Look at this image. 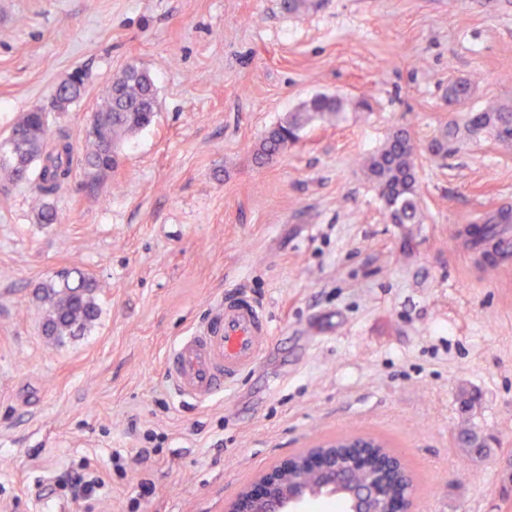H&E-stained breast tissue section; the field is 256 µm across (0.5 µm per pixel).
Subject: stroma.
Instances as JSON below:
<instances>
[{"label":"stroma","instance_id":"stroma-1","mask_svg":"<svg viewBox=\"0 0 512 512\" xmlns=\"http://www.w3.org/2000/svg\"><path fill=\"white\" fill-rule=\"evenodd\" d=\"M158 89L153 124L98 193L80 174L40 224L32 186L0 194V512H225L317 440L389 441L416 512H512V255L485 266L458 230L512 206V146L487 133L429 151L448 119L512 102V0H0V139L74 70L53 118L81 144L127 64ZM475 82L449 112V80ZM371 106L315 123L269 163L253 149L317 95ZM413 135L424 220L389 223L359 162ZM77 267L100 316L51 343L38 286ZM243 292L273 340L233 388L179 398L170 346ZM483 456L456 443L460 427ZM104 474L91 504L73 472ZM152 481L142 489V478ZM86 74L82 71L71 73L62 80L53 93L60 112L68 111L69 107L78 101L85 92Z\"/></svg>","mask_w":512,"mask_h":512}]
</instances>
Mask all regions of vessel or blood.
I'll use <instances>...</instances> for the list:
<instances>
[{"instance_id":"b4317fda","label":"vessel or blood","mask_w":512,"mask_h":512,"mask_svg":"<svg viewBox=\"0 0 512 512\" xmlns=\"http://www.w3.org/2000/svg\"><path fill=\"white\" fill-rule=\"evenodd\" d=\"M272 331L259 304L244 296L225 299L214 306L205 326L171 350L167 373L181 394L208 400L255 366L272 341Z\"/></svg>"}]
</instances>
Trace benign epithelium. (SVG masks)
<instances>
[{
  "instance_id": "benign-epithelium-1",
  "label": "benign epithelium",
  "mask_w": 512,
  "mask_h": 512,
  "mask_svg": "<svg viewBox=\"0 0 512 512\" xmlns=\"http://www.w3.org/2000/svg\"><path fill=\"white\" fill-rule=\"evenodd\" d=\"M334 447V442L320 443L288 466L260 476L238 494L227 512H299L300 506L316 493L291 479L290 473L297 465L317 475L320 489L328 495L347 484L351 471L376 469L378 479L364 489L348 491L352 512H411L413 496L402 494L407 483L397 476L395 460L374 454L366 444L354 445V451L343 456L332 452Z\"/></svg>"
}]
</instances>
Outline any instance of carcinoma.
I'll use <instances>...</instances> for the list:
<instances>
[{"label": "carcinoma", "mask_w": 512, "mask_h": 512, "mask_svg": "<svg viewBox=\"0 0 512 512\" xmlns=\"http://www.w3.org/2000/svg\"><path fill=\"white\" fill-rule=\"evenodd\" d=\"M86 74L76 71L62 80L54 95L58 109L68 111L85 92ZM473 84L464 79L448 85V111L468 101ZM157 102L150 73L128 64L113 76L98 102L81 148L82 187L97 192L118 171V154L133 136L150 126ZM346 101L338 96L318 95L288 113L261 139L254 151L255 163L269 159L296 144L301 133L316 122L335 124ZM481 131L512 144V104L496 103L467 113L463 123L450 120L431 144L438 158L458 150L459 142ZM74 145L67 131L52 129L48 119L31 110L21 113L8 135L0 142V172L20 183H33L37 189V219L41 224H59L61 218L48 199L56 195L72 177ZM361 170L382 202L392 224H420L419 155L417 145L405 129H397L374 152L360 162ZM512 211L487 213L483 227L469 236V246L492 260L498 254L495 226L511 224ZM99 283L88 273L73 269L41 284V301L46 306L42 329L45 335L60 339L76 336L98 319L96 301Z\"/></svg>", "instance_id": "1"}]
</instances>
